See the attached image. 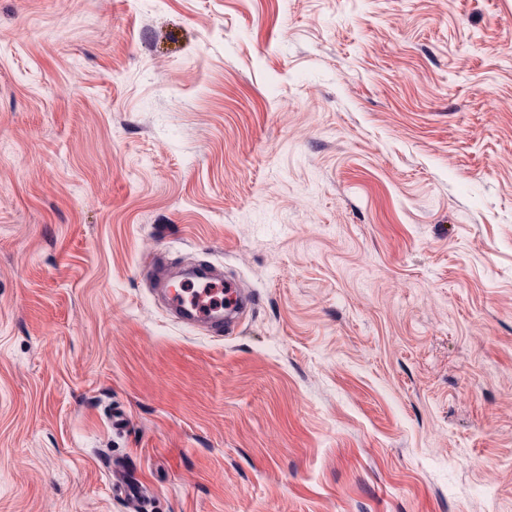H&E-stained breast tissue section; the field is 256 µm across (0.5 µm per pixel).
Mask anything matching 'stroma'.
<instances>
[{
    "instance_id": "obj_1",
    "label": "stroma",
    "mask_w": 512,
    "mask_h": 512,
    "mask_svg": "<svg viewBox=\"0 0 512 512\" xmlns=\"http://www.w3.org/2000/svg\"><path fill=\"white\" fill-rule=\"evenodd\" d=\"M0 512H512V0H0ZM225 284L234 289L230 284ZM224 281L218 282L210 279L207 275L195 273L189 276L173 277L167 288L173 295H177L183 301L184 307L176 296H170L168 304L170 308L178 315L180 322L187 328L195 329L203 325L208 332L220 334L221 332L231 330L239 321H229L234 310L225 311L229 305L226 296ZM197 307H209L216 310L215 313H208L204 310H197ZM223 312V313H217ZM225 324V325H224Z\"/></svg>"
}]
</instances>
